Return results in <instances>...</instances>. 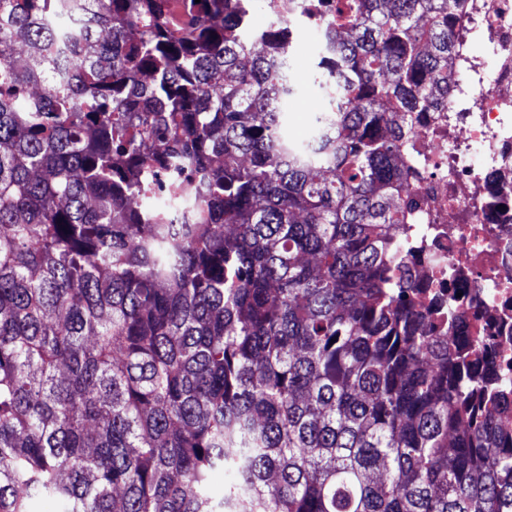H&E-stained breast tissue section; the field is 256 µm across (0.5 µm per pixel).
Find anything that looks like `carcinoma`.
I'll use <instances>...</instances> for the list:
<instances>
[{
	"label": "carcinoma",
	"instance_id": "1",
	"mask_svg": "<svg viewBox=\"0 0 512 512\" xmlns=\"http://www.w3.org/2000/svg\"><path fill=\"white\" fill-rule=\"evenodd\" d=\"M255 2L0 0V508L512 512L499 377L461 369L387 235L464 0L258 30ZM306 16L330 109L296 142ZM172 166L180 223L147 224L141 172Z\"/></svg>",
	"mask_w": 512,
	"mask_h": 512
}]
</instances>
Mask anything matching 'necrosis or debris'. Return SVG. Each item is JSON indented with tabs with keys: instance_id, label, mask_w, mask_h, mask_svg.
<instances>
[{
	"instance_id": "1",
	"label": "necrosis or debris",
	"mask_w": 512,
	"mask_h": 512,
	"mask_svg": "<svg viewBox=\"0 0 512 512\" xmlns=\"http://www.w3.org/2000/svg\"><path fill=\"white\" fill-rule=\"evenodd\" d=\"M453 37L483 41L488 56L466 58L448 109L417 128L405 197L421 240L408 265L449 343L512 378V0H465Z\"/></svg>"
}]
</instances>
